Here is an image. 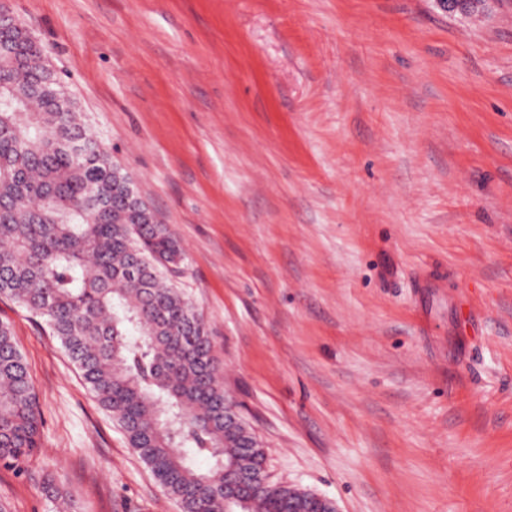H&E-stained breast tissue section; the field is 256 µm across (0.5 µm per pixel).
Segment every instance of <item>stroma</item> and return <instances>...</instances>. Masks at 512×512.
<instances>
[{
    "instance_id": "35a3bbf8",
    "label": "stroma",
    "mask_w": 512,
    "mask_h": 512,
    "mask_svg": "<svg viewBox=\"0 0 512 512\" xmlns=\"http://www.w3.org/2000/svg\"><path fill=\"white\" fill-rule=\"evenodd\" d=\"M179 240L271 481L512 512V0H0ZM9 512H181L47 327ZM444 12L461 13L464 15L483 14L491 0H435Z\"/></svg>"
}]
</instances>
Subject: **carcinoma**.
<instances>
[{"mask_svg":"<svg viewBox=\"0 0 512 512\" xmlns=\"http://www.w3.org/2000/svg\"><path fill=\"white\" fill-rule=\"evenodd\" d=\"M35 79L63 84L42 55ZM131 176L75 105L52 111L0 50V298L43 319L99 405L182 512H224V467L261 469L251 432L224 427V386L203 317L171 283L184 253L154 212L129 207ZM41 412L26 360L0 323V464L22 474ZM208 461L206 468L197 460ZM332 503L288 484L235 512Z\"/></svg>","mask_w":512,"mask_h":512,"instance_id":"1","label":"carcinoma"}]
</instances>
